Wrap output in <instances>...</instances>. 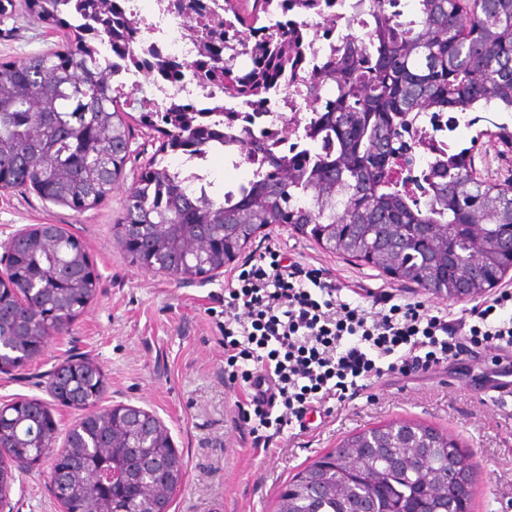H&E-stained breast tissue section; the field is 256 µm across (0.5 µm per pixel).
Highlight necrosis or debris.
Wrapping results in <instances>:
<instances>
[{
    "label": "necrosis or debris",
    "instance_id": "necrosis-or-debris-1",
    "mask_svg": "<svg viewBox=\"0 0 512 512\" xmlns=\"http://www.w3.org/2000/svg\"><path fill=\"white\" fill-rule=\"evenodd\" d=\"M173 0H152L150 15H143L141 0H117L123 15L138 20L137 64H121L115 73L119 85L143 101L146 108L161 110L176 104L186 111L212 112L222 116L224 139L205 154L180 153L177 171L188 191L197 192L207 181L210 160L220 156L225 166L247 167L251 175L264 173L263 153L245 157L242 149V113L253 116L250 127L256 139L265 141L272 152L294 157L302 152H334L335 142L325 134L309 132L312 112L324 109L335 96L330 75L339 66L349 39L369 31L376 13L382 12L409 23L410 0H316L314 8L300 7V0H288L287 8L274 9L256 29L237 33L232 17H225L224 29L236 52L232 69L236 74L252 72L259 58L258 46L269 33H285L300 41L293 65L284 71L264 96L244 100L228 94H213L201 88L192 69L199 56L198 44L185 27L183 13ZM470 114L460 112H416L398 133L409 150L393 177L405 180L407 190L418 201L432 193L426 178L431 165L447 160L458 144L454 131L468 123Z\"/></svg>",
    "mask_w": 512,
    "mask_h": 512
}]
</instances>
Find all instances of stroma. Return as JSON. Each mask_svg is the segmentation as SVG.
Instances as JSON below:
<instances>
[{
  "instance_id": "1",
  "label": "stroma",
  "mask_w": 512,
  "mask_h": 512,
  "mask_svg": "<svg viewBox=\"0 0 512 512\" xmlns=\"http://www.w3.org/2000/svg\"><path fill=\"white\" fill-rule=\"evenodd\" d=\"M0 62L46 55L72 40L32 13L24 0H0ZM485 123L456 131L459 147H472L474 169L492 182L512 178V152L486 137ZM162 143L154 130L132 125L133 154L124 175L103 201L79 211L43 200L36 192L0 191V242L14 229L58 224L75 234L99 283L93 300L68 329L52 333L44 352L23 370L0 373V404L19 398L49 400L48 372L79 348L106 384L101 406L133 405L167 428L183 460V480L170 512H277L279 497L301 469L327 454L350 433L409 421L452 435L474 453L479 478L472 512H512V400L499 402L483 375L493 351L479 350L466 364H448L413 378H373L354 400L312 413L305 428H285L267 449L254 450L233 424L240 387L224 382V290L241 262L266 248L328 272L341 299L372 306L383 295L420 300L449 318H467L470 302L438 298L403 285L378 267L327 251L285 224L261 229L223 276L182 284L132 262L119 248L115 226L141 166ZM50 459L15 470L5 512H59L49 486Z\"/></svg>"
}]
</instances>
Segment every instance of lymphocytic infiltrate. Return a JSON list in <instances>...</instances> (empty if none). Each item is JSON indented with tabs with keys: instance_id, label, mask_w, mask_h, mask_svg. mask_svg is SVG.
Here are the masks:
<instances>
[{
	"instance_id": "obj_1",
	"label": "lymphocytic infiltrate",
	"mask_w": 512,
	"mask_h": 512,
	"mask_svg": "<svg viewBox=\"0 0 512 512\" xmlns=\"http://www.w3.org/2000/svg\"><path fill=\"white\" fill-rule=\"evenodd\" d=\"M234 281L224 359L228 379L246 384L234 422L254 434L283 431L314 406L352 400L374 377L425 374L481 346L512 351L508 288L457 324L419 301L372 312L340 300L320 269L284 261L272 248L264 261L242 265Z\"/></svg>"
}]
</instances>
